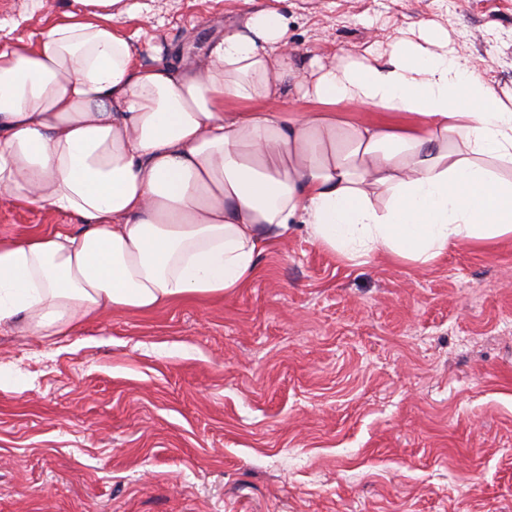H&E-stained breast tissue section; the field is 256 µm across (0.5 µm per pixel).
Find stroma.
Segmentation results:
<instances>
[{
  "label": "stroma",
  "mask_w": 512,
  "mask_h": 512,
  "mask_svg": "<svg viewBox=\"0 0 512 512\" xmlns=\"http://www.w3.org/2000/svg\"><path fill=\"white\" fill-rule=\"evenodd\" d=\"M121 28L198 65L249 8L289 20L281 104L339 48L432 20L512 92V0H124ZM0 0V44L76 10ZM78 231L0 200V237ZM0 512H512V240L435 265L338 260L301 232L224 299L0 333Z\"/></svg>",
  "instance_id": "1"
}]
</instances>
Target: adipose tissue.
Instances as JSON below:
<instances>
[{"instance_id": "1", "label": "adipose tissue", "mask_w": 512, "mask_h": 512, "mask_svg": "<svg viewBox=\"0 0 512 512\" xmlns=\"http://www.w3.org/2000/svg\"><path fill=\"white\" fill-rule=\"evenodd\" d=\"M0 49V198L82 233L0 239V333L223 298L294 229L339 260L432 265L512 237V93L436 25L374 60L340 51L283 110L288 21L247 11L200 66L146 65L121 0ZM383 111L354 123L337 105Z\"/></svg>"}]
</instances>
